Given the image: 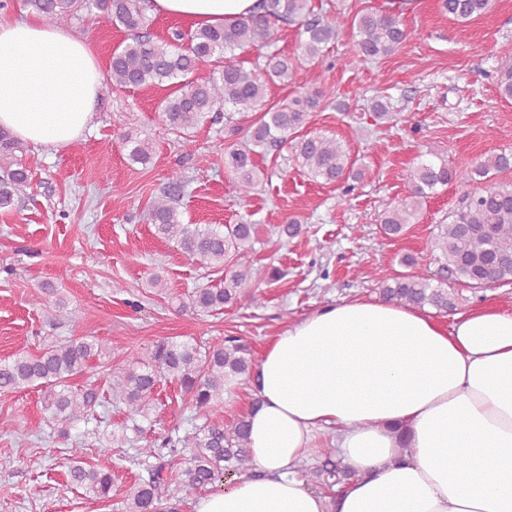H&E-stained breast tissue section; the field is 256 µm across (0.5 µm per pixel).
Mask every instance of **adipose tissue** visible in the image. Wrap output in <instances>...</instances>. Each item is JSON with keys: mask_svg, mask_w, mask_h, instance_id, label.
I'll use <instances>...</instances> for the list:
<instances>
[{"mask_svg": "<svg viewBox=\"0 0 512 512\" xmlns=\"http://www.w3.org/2000/svg\"><path fill=\"white\" fill-rule=\"evenodd\" d=\"M259 0H152L195 25ZM103 75L88 43L36 18L0 17V130L63 148L91 124ZM247 413L256 473L207 488L194 512H512V311L451 327L383 300L326 304L273 336ZM331 433L351 476L336 498L299 468Z\"/></svg>", "mask_w": 512, "mask_h": 512, "instance_id": "obj_1", "label": "adipose tissue"}]
</instances>
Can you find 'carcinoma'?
Returning a JSON list of instances; mask_svg holds the SVG:
<instances>
[{
	"label": "carcinoma",
	"mask_w": 512,
	"mask_h": 512,
	"mask_svg": "<svg viewBox=\"0 0 512 512\" xmlns=\"http://www.w3.org/2000/svg\"><path fill=\"white\" fill-rule=\"evenodd\" d=\"M151 0H21L23 7L53 25L73 17L85 8L95 9L110 24L126 33L112 51L109 79L117 88L161 86L173 91L158 107L168 127L187 134L212 112L229 106L240 114L256 117L245 129L242 147H226L215 140L211 151L224 158L228 186L239 199L250 197L265 180L257 157L288 146L314 180L342 187L339 201L362 179V165L340 140L324 134L298 135L321 102H333L335 90L317 87L286 101L265 104L268 86L286 83L295 61L278 52L261 53L252 69L237 62L235 51L263 48L274 36L278 22L295 23L300 29L298 51L311 60L324 57L328 44L341 27L351 22L358 54L374 61L395 53L410 37L400 16L391 12L358 11L320 16L312 0H260L262 13L237 18L221 27L177 29L165 38L147 32V10ZM490 0H440L448 18L469 22L485 14ZM214 65L206 81L195 78L199 66ZM500 95L512 99V57L497 69ZM375 121L394 122L398 113L383 97L371 104ZM128 159L147 165L152 159L148 140L127 132L123 135ZM22 146L9 134L0 132V209L16 205L20 191L32 177V165L17 156ZM430 158L407 170L409 195L397 204L388 203L381 224L385 233L402 237L415 223L422 205L437 189L456 184L465 189L446 224L437 226L433 250L440 252L443 267L456 283L467 288H489L512 284V182H495L512 170V154L501 152L464 166H451L434 151ZM188 177L179 169L167 176L166 186L143 211L145 223L161 238L201 267L224 274L219 284L196 288L179 306L201 313H214L230 306L258 301L254 269L248 261L256 242V227L240 222L226 224L224 230L209 225L185 224L178 207L180 193ZM480 184L478 191L468 187ZM401 264L410 271L379 278L380 296L386 301L423 307L429 305L448 312L456 306V296L447 283L413 272L419 257L406 254ZM102 353L95 341L67 340L51 345L39 354L19 352L0 361V389L50 388L49 407L53 420L69 425L74 421H99L98 389L87 386L75 392L68 380L86 373L90 362ZM255 373L250 344L239 336H226L209 345L163 339L157 341L139 361V367L112 380V398L126 407L128 419L149 418L154 392L163 380L176 382L199 410L214 407L232 387L250 382ZM168 451L139 448L137 456L144 473L130 486L125 512H180L181 495L205 489L221 480L224 473L251 475L249 429L246 416L228 423L206 421L177 439L165 441ZM315 460L304 471L310 484L332 488L347 480L350 473L324 448L310 449ZM68 479L72 486L97 499L112 492V472L89 464L83 449H70Z\"/></svg>",
	"instance_id": "1"
}]
</instances>
